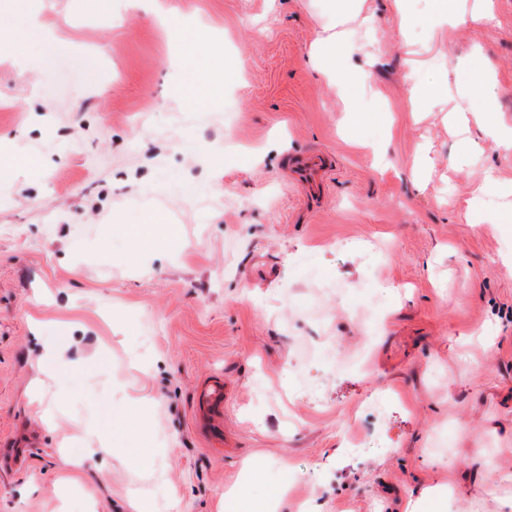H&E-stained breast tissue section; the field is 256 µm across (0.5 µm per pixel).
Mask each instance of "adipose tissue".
<instances>
[{"instance_id":"ef3b65f1","label":"adipose tissue","mask_w":512,"mask_h":512,"mask_svg":"<svg viewBox=\"0 0 512 512\" xmlns=\"http://www.w3.org/2000/svg\"><path fill=\"white\" fill-rule=\"evenodd\" d=\"M430 16L428 23L433 37L424 45L427 53L445 54L447 46L443 35L448 28L460 27L470 22L490 19L492 0H429ZM328 22L317 34L310 52V61L318 73L328 82L334 83L340 100L341 110L345 113L363 111L375 95L371 72L365 68L352 69L349 59L358 54L360 45L354 36L355 28L372 30L374 17L361 14L358 5L337 6L336 0H327ZM468 61L469 77L458 84L460 98L480 96L482 115L477 123L485 140L502 153H512V122L497 114V84L492 71L481 62L480 49H472ZM406 79L410 84V109L414 112H426L448 108L451 120L460 128H468L470 119L466 109L448 104V84L438 81L431 84L421 83L417 72L421 62L416 55L406 60ZM498 199L495 212L485 210L487 199ZM465 209L477 221L486 220L498 224L512 223V197L503 194L501 183L493 172H485L479 179L472 195L466 201ZM285 493L284 483L267 488L261 495L254 494L249 488L233 489L224 497V512H277Z\"/></svg>"}]
</instances>
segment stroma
Listing matches in <instances>:
<instances>
[{"mask_svg": "<svg viewBox=\"0 0 512 512\" xmlns=\"http://www.w3.org/2000/svg\"><path fill=\"white\" fill-rule=\"evenodd\" d=\"M0 9V138L36 168L0 180V512H220L247 463L289 476L284 512H496L512 472V224H473L480 171L512 190V154L413 119L406 41L389 0H364L373 81L392 125L342 132L336 88L307 50L325 0H159L236 75L195 84L155 14L126 0ZM449 30L425 81L466 77L481 48L512 121V0ZM429 148L418 191L408 162ZM219 149L229 169L211 164ZM332 159L318 196L292 163ZM67 337L61 356L41 345ZM222 378L223 433L196 425ZM151 399L142 412L143 399Z\"/></svg>", "mask_w": 512, "mask_h": 512, "instance_id": "obj_1", "label": "stroma"}]
</instances>
